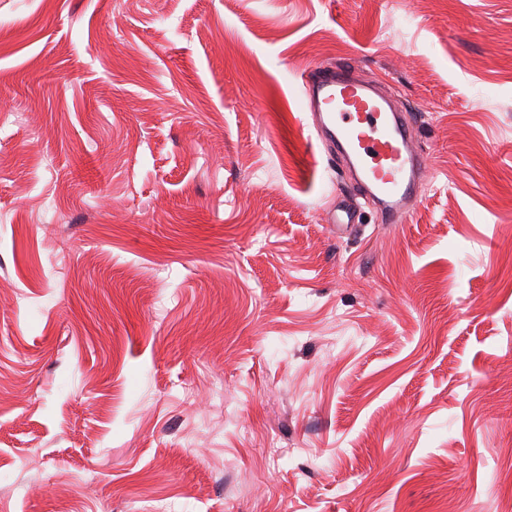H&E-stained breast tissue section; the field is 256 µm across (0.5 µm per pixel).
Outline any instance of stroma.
<instances>
[{
  "label": "stroma",
  "mask_w": 512,
  "mask_h": 512,
  "mask_svg": "<svg viewBox=\"0 0 512 512\" xmlns=\"http://www.w3.org/2000/svg\"><path fill=\"white\" fill-rule=\"evenodd\" d=\"M344 62L416 128L404 223L308 126ZM507 499L512 0H0V512Z\"/></svg>",
  "instance_id": "1"
}]
</instances>
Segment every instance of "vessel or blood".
<instances>
[{
    "label": "vessel or blood",
    "instance_id": "1",
    "mask_svg": "<svg viewBox=\"0 0 512 512\" xmlns=\"http://www.w3.org/2000/svg\"><path fill=\"white\" fill-rule=\"evenodd\" d=\"M304 85L308 115L329 156L347 162L382 223H402L429 181L404 113L380 84L348 64L317 65Z\"/></svg>",
    "mask_w": 512,
    "mask_h": 512
}]
</instances>
